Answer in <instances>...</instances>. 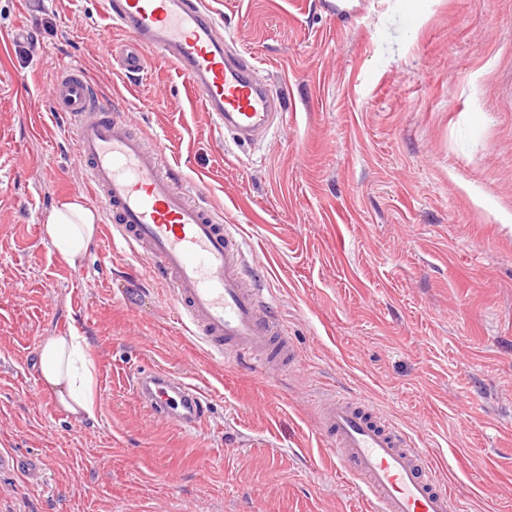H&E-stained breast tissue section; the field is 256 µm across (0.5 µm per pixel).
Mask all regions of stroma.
I'll list each match as a JSON object with an SVG mask.
<instances>
[{"label":"stroma","instance_id":"obj_1","mask_svg":"<svg viewBox=\"0 0 512 512\" xmlns=\"http://www.w3.org/2000/svg\"><path fill=\"white\" fill-rule=\"evenodd\" d=\"M224 45L280 99L251 143L220 136L176 67L126 73L104 0H0V512H372L321 434L315 392L365 396L468 512H512V0H208ZM83 68L196 199L237 225L243 277L298 353L212 359L109 220L80 265L43 234L95 199L47 89ZM78 330L96 418L44 385L39 347ZM210 400L184 432L136 372Z\"/></svg>","mask_w":512,"mask_h":512}]
</instances>
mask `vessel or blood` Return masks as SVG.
<instances>
[{"instance_id": "1", "label": "vessel or blood", "mask_w": 512, "mask_h": 512, "mask_svg": "<svg viewBox=\"0 0 512 512\" xmlns=\"http://www.w3.org/2000/svg\"><path fill=\"white\" fill-rule=\"evenodd\" d=\"M114 25L129 33V72L149 59L172 63L218 130L251 142L269 130L280 107L246 59L225 51L221 23L206 0H105ZM66 122L78 164L121 241L170 289L174 307L208 353L225 362L265 368L293 363L296 352L268 304L243 281V242L183 186L161 151L105 104L73 66H61L48 91ZM137 396L157 418L178 428L199 426L208 398L166 370L141 371ZM323 435L342 469L374 512H454L429 454L377 416L362 397L331 392L317 402Z\"/></svg>"}]
</instances>
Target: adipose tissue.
I'll return each mask as SVG.
<instances>
[{"label":"adipose tissue","instance_id":"1","mask_svg":"<svg viewBox=\"0 0 512 512\" xmlns=\"http://www.w3.org/2000/svg\"><path fill=\"white\" fill-rule=\"evenodd\" d=\"M100 215L75 196L55 206L44 224V234L59 256L77 265L94 239ZM44 383L59 404L72 415L92 418L98 411L93 360L87 340L78 332L48 337L39 352Z\"/></svg>","mask_w":512,"mask_h":512}]
</instances>
